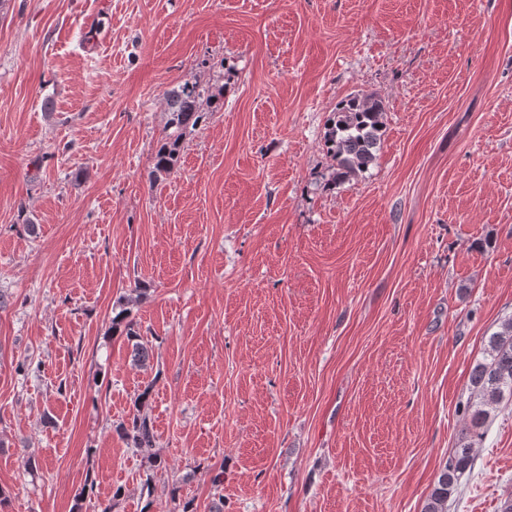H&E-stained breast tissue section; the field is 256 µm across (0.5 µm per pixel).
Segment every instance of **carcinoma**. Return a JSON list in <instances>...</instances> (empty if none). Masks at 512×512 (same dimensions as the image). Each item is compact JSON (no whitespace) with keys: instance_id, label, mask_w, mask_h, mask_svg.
I'll list each match as a JSON object with an SVG mask.
<instances>
[{"instance_id":"carcinoma-1","label":"carcinoma","mask_w":512,"mask_h":512,"mask_svg":"<svg viewBox=\"0 0 512 512\" xmlns=\"http://www.w3.org/2000/svg\"><path fill=\"white\" fill-rule=\"evenodd\" d=\"M168 123L166 134L152 158L151 177L158 181L174 170L186 134L205 122L208 115L224 110V85L194 75L165 93ZM386 106L368 94H354L337 105L327 119L325 146L335 161L329 184L335 185L367 169L376 160L383 137ZM123 328L131 343L132 361L150 363L153 347L134 330L129 312L112 318V329ZM470 396L462 405L466 432L440 471L423 512H448V501L463 474L473 464L474 451L492 416L512 402V318L503 320L487 338L482 358L469 375ZM150 389L135 397L132 409L114 426L120 439L135 448H151L156 436L148 423Z\"/></svg>"}]
</instances>
